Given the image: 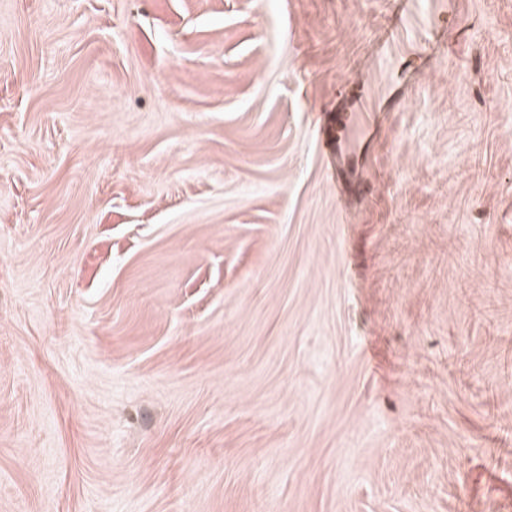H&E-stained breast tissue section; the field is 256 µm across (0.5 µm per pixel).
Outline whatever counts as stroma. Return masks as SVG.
Segmentation results:
<instances>
[{
    "mask_svg": "<svg viewBox=\"0 0 512 512\" xmlns=\"http://www.w3.org/2000/svg\"><path fill=\"white\" fill-rule=\"evenodd\" d=\"M0 512H512V0H0Z\"/></svg>",
    "mask_w": 512,
    "mask_h": 512,
    "instance_id": "stroma-1",
    "label": "stroma"
}]
</instances>
